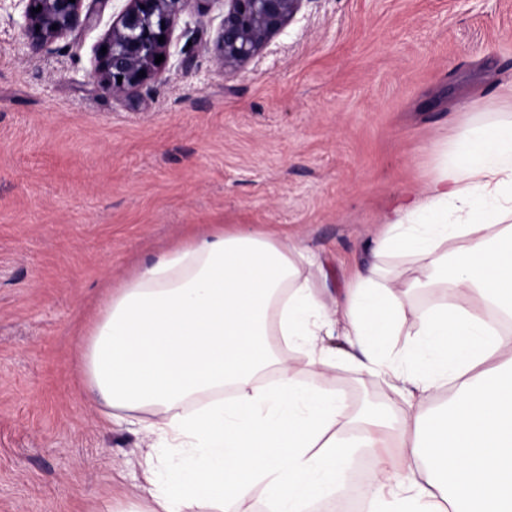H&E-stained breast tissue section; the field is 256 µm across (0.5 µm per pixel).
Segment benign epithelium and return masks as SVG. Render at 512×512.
<instances>
[{"mask_svg": "<svg viewBox=\"0 0 512 512\" xmlns=\"http://www.w3.org/2000/svg\"><path fill=\"white\" fill-rule=\"evenodd\" d=\"M84 0H0V9H21L25 19L26 47L37 53L52 38L79 27L98 23L110 0H97L100 10L83 12ZM186 0H126L112 23V34L101 42L107 52L98 54L103 88L126 97L161 70L155 57H169L174 18ZM304 0H224V15L214 54L232 75L260 55L300 12ZM41 8L38 13L32 9ZM164 42H158L159 37ZM146 77H141L140 72ZM122 80H117V77Z\"/></svg>", "mask_w": 512, "mask_h": 512, "instance_id": "1", "label": "benign epithelium"}]
</instances>
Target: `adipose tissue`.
I'll use <instances>...</instances> for the list:
<instances>
[{"label": "adipose tissue", "instance_id": "obj_1", "mask_svg": "<svg viewBox=\"0 0 512 512\" xmlns=\"http://www.w3.org/2000/svg\"><path fill=\"white\" fill-rule=\"evenodd\" d=\"M452 154L385 217L374 263L334 303L296 245L220 226L110 289L81 360L103 422L138 425L149 443V497L134 512H230L256 488L268 512H314L344 494L378 433L406 476L385 495L390 475L374 463L365 512H512V113L466 124ZM393 256L418 275L391 273ZM410 318L417 339L389 349ZM339 322L347 347L335 352L322 338ZM341 360L396 403L351 424Z\"/></svg>", "mask_w": 512, "mask_h": 512}]
</instances>
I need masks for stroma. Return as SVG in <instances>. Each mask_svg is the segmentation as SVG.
<instances>
[{
	"label": "stroma",
	"mask_w": 512,
	"mask_h": 512,
	"mask_svg": "<svg viewBox=\"0 0 512 512\" xmlns=\"http://www.w3.org/2000/svg\"><path fill=\"white\" fill-rule=\"evenodd\" d=\"M123 5L36 54L21 11L0 12V512L144 495L141 434L81 390L80 332L109 289L221 224L277 231L335 295L392 202L512 86V0H305L233 78L210 50L224 0H187L171 61L115 97L97 48ZM335 385L352 414L376 388L343 363Z\"/></svg>",
	"instance_id": "35a3bbf8"
}]
</instances>
